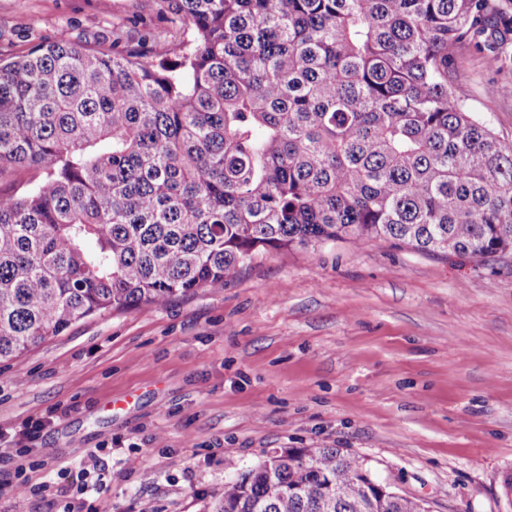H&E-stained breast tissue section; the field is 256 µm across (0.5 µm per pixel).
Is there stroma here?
<instances>
[{
  "label": "stroma",
  "mask_w": 512,
  "mask_h": 512,
  "mask_svg": "<svg viewBox=\"0 0 512 512\" xmlns=\"http://www.w3.org/2000/svg\"><path fill=\"white\" fill-rule=\"evenodd\" d=\"M172 27L159 0H0V53L51 42L146 53ZM457 58V89L512 145V64ZM25 472L0 512H207L226 459L339 448L430 512H512V253L427 254L375 240L278 251L220 292L73 323L0 362V432ZM107 449L98 494L60 468ZM236 467V468H237Z\"/></svg>",
  "instance_id": "stroma-1"
}]
</instances>
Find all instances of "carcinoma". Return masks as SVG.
<instances>
[{
    "label": "carcinoma",
    "mask_w": 512,
    "mask_h": 512,
    "mask_svg": "<svg viewBox=\"0 0 512 512\" xmlns=\"http://www.w3.org/2000/svg\"><path fill=\"white\" fill-rule=\"evenodd\" d=\"M161 3L178 39L149 57H0V179L40 173L0 194V359L104 311L219 291L274 251H512V146L448 55L512 29V0ZM419 509L371 504L356 457L302 448L224 482L211 512Z\"/></svg>",
    "instance_id": "1"
}]
</instances>
